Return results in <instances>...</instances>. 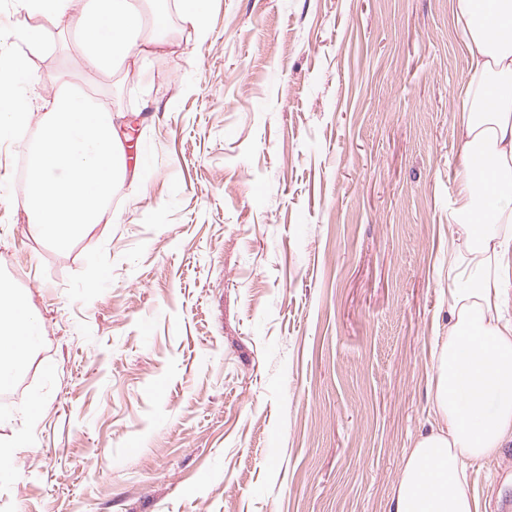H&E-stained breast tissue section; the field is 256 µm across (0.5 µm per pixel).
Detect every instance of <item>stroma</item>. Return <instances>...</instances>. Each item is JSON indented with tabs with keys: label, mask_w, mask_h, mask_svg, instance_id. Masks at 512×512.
Listing matches in <instances>:
<instances>
[{
	"label": "stroma",
	"mask_w": 512,
	"mask_h": 512,
	"mask_svg": "<svg viewBox=\"0 0 512 512\" xmlns=\"http://www.w3.org/2000/svg\"><path fill=\"white\" fill-rule=\"evenodd\" d=\"M453 0H207L143 68L83 66L70 16L30 53L107 101L130 164L65 251L28 232L0 142V281L38 312L0 400V512H390L427 429L458 181ZM512 502V447L465 464ZM182 7V21L190 26L199 38H204L206 26V1L178 0Z\"/></svg>",
	"instance_id": "stroma-1"
}]
</instances>
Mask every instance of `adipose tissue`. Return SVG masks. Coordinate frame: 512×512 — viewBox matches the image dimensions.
<instances>
[{
	"mask_svg": "<svg viewBox=\"0 0 512 512\" xmlns=\"http://www.w3.org/2000/svg\"><path fill=\"white\" fill-rule=\"evenodd\" d=\"M170 0H14L16 11L72 15L83 64H146ZM469 76L458 88L462 161L448 226V320L434 330V420L404 457L392 512H480L467 488L468 460L512 443V0H454ZM38 317L0 284V387L25 362Z\"/></svg>",
	"mask_w": 512,
	"mask_h": 512,
	"instance_id": "obj_1",
	"label": "adipose tissue"
}]
</instances>
